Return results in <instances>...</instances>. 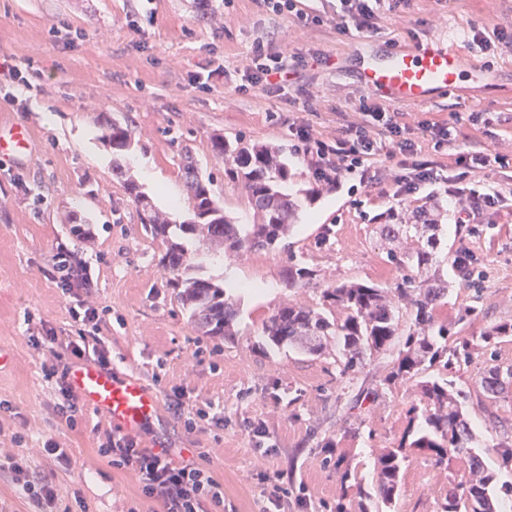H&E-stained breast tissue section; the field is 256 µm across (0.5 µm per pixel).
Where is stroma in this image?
I'll list each match as a JSON object with an SVG mask.
<instances>
[{
	"label": "stroma",
	"instance_id": "stroma-1",
	"mask_svg": "<svg viewBox=\"0 0 512 512\" xmlns=\"http://www.w3.org/2000/svg\"><path fill=\"white\" fill-rule=\"evenodd\" d=\"M374 28L342 23L340 0H295L276 15L263 0H0V123L31 129L29 150L0 162V447L26 455L51 473L63 501L81 496L89 512H161L136 476L100 454L111 422L78 407L74 422L55 409L57 387L44 371L53 358L43 341L76 336L69 314L76 298L93 302L99 336L112 371L156 391L160 417L139 432L148 448H167L174 462H204L224 485V512H261L279 491L284 512L308 502H334L340 476L323 463L322 441L337 442L366 491H373L379 457L407 426L406 408L419 402L415 382L392 385L376 401L348 409L362 382H379L391 354L364 359L355 378L340 376L335 338L310 355L277 347L262 327L277 307H315L327 286L356 281L395 287L403 270L386 255L396 242L383 224H437L438 259L423 279L449 282L439 320L465 318L469 334L512 320V167L473 165L459 155L512 154V0H368ZM480 31L483 43L472 40ZM434 39L465 46L469 64L495 71L493 83L462 81L417 104L392 102L365 89L360 61ZM287 58L290 78L270 91L250 84L256 42ZM387 113L402 137L417 146L401 155L371 112ZM128 128L131 143L116 151L103 135L110 123ZM335 144L350 126L365 128L377 152L369 172L317 179L295 148L294 127ZM448 144L434 146L435 127ZM278 148L290 178L282 191L299 203L288 234L272 248L240 256L189 239L202 275L221 285L238 280V313L231 337L204 336L177 300L160 264L161 241L146 235L126 189L134 180L156 211L172 223L188 220L191 198L184 158L192 156L211 180L215 200L237 224L255 221L245 185L214 155L211 139ZM434 161L441 177L464 174L466 194L448 199L442 184L398 195V181L414 159ZM178 189L173 207L139 161ZM503 188L492 207L475 206L469 190ZM467 223H457L458 210ZM90 236L72 237L68 218ZM86 264L89 285L72 294L47 275L59 248ZM468 254V278L451 259ZM310 268V284L288 287L285 268ZM512 364V341L472 361L455 377L460 404L486 467L497 469L499 441L490 417L512 415V400L478 402L469 395L493 362ZM206 416L187 425L184 406ZM262 427L265 438L254 437ZM20 443H11V436ZM69 451L55 467L45 442ZM464 463L435 464L420 451L403 463L394 512H437L450 472Z\"/></svg>",
	"mask_w": 512,
	"mask_h": 512
}]
</instances>
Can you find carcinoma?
I'll list each match as a JSON object with an SVG mask.
<instances>
[{"label":"carcinoma","instance_id":"obj_1","mask_svg":"<svg viewBox=\"0 0 512 512\" xmlns=\"http://www.w3.org/2000/svg\"><path fill=\"white\" fill-rule=\"evenodd\" d=\"M108 143L121 151L129 144L128 129L114 123L105 134ZM213 153L231 166V172L240 177L247 188L250 203L257 216L254 224H234L216 203L210 184L197 171L191 157H186L187 188L193 201V217L186 224L172 225L156 215L149 199L138 186L127 182L126 190L139 214L140 223L152 237L161 240L166 251L161 258L163 269L172 276L179 288L178 300L190 313V319L206 336L234 335L237 308L226 289L212 279L194 274L195 263L188 249L173 240L172 229L181 234L202 238L224 246V252L240 255L276 245L288 232L298 212V204L280 191L289 178L288 167L267 148L233 147L222 136L212 139ZM417 228L415 224H383L381 233L388 239H398ZM432 240L415 244L403 253L390 252L387 261L398 267L419 271L433 262ZM313 271L299 264L286 270L289 287L308 284ZM398 295L409 300L414 330L399 334V310L386 299L385 289L359 282H345L322 289V310L285 304L280 306L263 325V335L275 345L297 346L309 353L322 349V339L336 337L341 350V373L354 374L364 357L373 353L397 351L393 365L375 387L364 388L356 395L350 409L360 399H377L393 384L412 379L426 370L438 368V376L422 382L423 406L411 405L406 410L407 428L397 447L387 451L378 460L375 491L382 504L389 508L401 487V469L407 450L416 448L427 453L437 465L449 464L455 459H468V472L453 475L448 495L439 504L438 512H504V500L512 501V479L502 480L485 467L473 446L474 434L463 414L456 395L454 380L448 374L468 364L472 350L479 344L497 345L512 339V323L495 324L480 336H451L448 326L435 320V311L448 293V284L439 281L419 286L417 296L408 289H396ZM339 309L344 318L332 322L326 313ZM512 384V365L495 366L478 380V396L497 398ZM503 429V439L496 450L501 457L500 467L512 468V438L509 437L506 418L495 417ZM324 461L341 473L342 484H347L352 473L346 454L327 456ZM371 494L356 487L353 500L339 497L336 502L313 505L304 502L311 512H370L366 500Z\"/></svg>","mask_w":512,"mask_h":512}]
</instances>
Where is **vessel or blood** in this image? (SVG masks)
<instances>
[{"mask_svg":"<svg viewBox=\"0 0 512 512\" xmlns=\"http://www.w3.org/2000/svg\"><path fill=\"white\" fill-rule=\"evenodd\" d=\"M475 73L467 67L458 47L430 42L370 58L363 69V85L393 102L418 103L434 91L454 88ZM476 74L488 81L494 78L485 69ZM29 142V131L23 125L0 130V158L21 154ZM68 382L84 406L104 415L123 432H140L160 415L156 392L135 377L84 362L70 368Z\"/></svg>","mask_w":512,"mask_h":512,"instance_id":"vessel-or-blood-1","label":"vessel or blood"}]
</instances>
